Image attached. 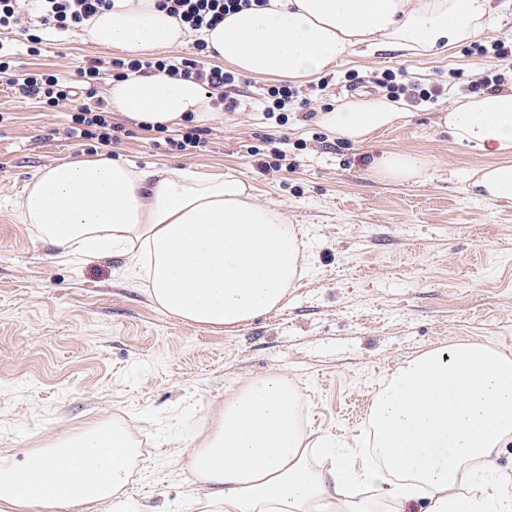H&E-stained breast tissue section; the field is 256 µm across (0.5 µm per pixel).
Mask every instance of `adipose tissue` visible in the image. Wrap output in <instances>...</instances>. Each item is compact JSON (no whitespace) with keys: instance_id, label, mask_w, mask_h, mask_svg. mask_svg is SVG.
<instances>
[{"instance_id":"obj_1","label":"adipose tissue","mask_w":512,"mask_h":512,"mask_svg":"<svg viewBox=\"0 0 512 512\" xmlns=\"http://www.w3.org/2000/svg\"><path fill=\"white\" fill-rule=\"evenodd\" d=\"M491 20L489 0H267L200 37L237 74L305 80L362 46L424 55L473 40ZM85 28L93 43L133 58L192 40L159 0H112ZM106 99L152 126L212 114L200 82L159 71L111 82ZM402 117L397 103L372 97L320 120L335 138L363 142ZM441 121L496 159L473 187L512 199V92L450 106ZM15 207L54 257H124L158 309L198 328L279 310L306 260L297 226L234 176L65 158L38 169ZM369 424L372 453L345 455L302 425L287 374L252 378L185 440L192 512H512V475L495 465L512 442L511 355L472 342L409 358L374 397ZM133 455L121 431L96 424L30 449L0 468V512H87L122 493Z\"/></svg>"}]
</instances>
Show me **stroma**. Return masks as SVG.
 I'll use <instances>...</instances> for the list:
<instances>
[{
    "mask_svg": "<svg viewBox=\"0 0 512 512\" xmlns=\"http://www.w3.org/2000/svg\"><path fill=\"white\" fill-rule=\"evenodd\" d=\"M0 42L15 66L68 82L90 59L111 80L108 63L120 55L83 30L46 28L25 9L0 28ZM480 69L468 43L422 56L361 48L298 82L284 113L268 112L262 95L274 78L249 76L232 88L236 111L213 101L216 117L199 125L202 145L188 153L155 147L161 132L119 112L112 144L70 138L73 103L37 104L0 78V459L19 463L25 450L92 422L119 427L139 447L138 465L127 495L93 512H190L184 439L247 379L288 374L305 423L357 435L368 423L351 417L353 405L369 404L402 361L467 341L512 353V201L469 192L471 175L494 160L459 146L440 121L470 99ZM385 70L448 92L402 102V122L366 142L333 137L320 114L382 95L375 79ZM391 151L425 157L422 174L382 178ZM279 152L287 168H274ZM101 153L235 175L302 226L311 266L284 307L236 329L196 328L162 313L121 258L51 259L12 203L38 168Z\"/></svg>",
    "mask_w": 512,
    "mask_h": 512,
    "instance_id": "35a3bbf8",
    "label": "stroma"
}]
</instances>
